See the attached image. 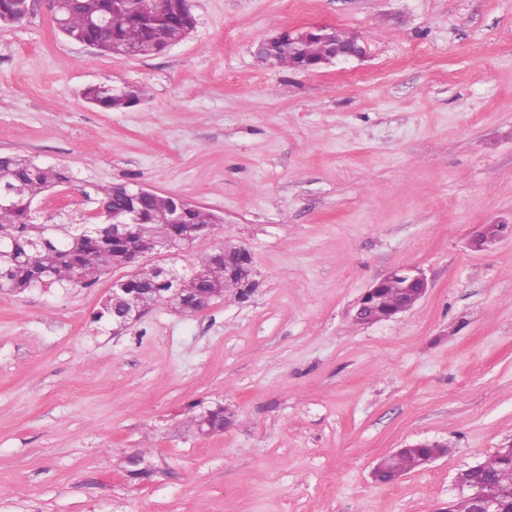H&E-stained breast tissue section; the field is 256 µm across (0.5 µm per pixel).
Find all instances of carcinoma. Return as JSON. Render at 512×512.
I'll list each match as a JSON object with an SVG mask.
<instances>
[{
	"label": "carcinoma",
	"instance_id": "1",
	"mask_svg": "<svg viewBox=\"0 0 512 512\" xmlns=\"http://www.w3.org/2000/svg\"><path fill=\"white\" fill-rule=\"evenodd\" d=\"M28 0H0V24L21 25L28 18ZM190 0H155L145 8L143 0H58L54 21L69 33L78 34L99 46V51L122 57L142 58L159 54L191 33ZM331 44L309 35L297 44L294 54L288 48L274 46L273 56L261 57L272 67H311L330 57ZM145 96L141 87H114L107 83L90 86L85 97L95 106L110 112L125 111ZM70 181L67 169L46 166L14 154L0 155V186L13 192V204L0 209V292L22 294L32 288H77L96 281L105 272L128 264L130 249L153 253L156 243L173 236L176 225L165 224L162 217L180 205L179 198L155 192L129 195L123 184L102 189L101 203L107 212L132 216L129 238L116 239L107 224H39L31 205L34 199ZM217 218L208 209L191 203L185 209L184 223L206 226ZM126 287L139 293L156 292L165 297L170 284L152 267H143ZM177 287L181 296L214 301L226 292L239 298L248 296L251 284H224V263H210L189 277H181ZM405 303V289L398 280L388 281L376 299L379 315L399 310ZM430 454L425 445H414L383 458L387 473L402 476L423 467ZM483 479L489 487L512 492V454L496 451L482 462Z\"/></svg>",
	"mask_w": 512,
	"mask_h": 512
}]
</instances>
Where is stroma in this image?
Listing matches in <instances>:
<instances>
[{
	"label": "stroma",
	"mask_w": 512,
	"mask_h": 512,
	"mask_svg": "<svg viewBox=\"0 0 512 512\" xmlns=\"http://www.w3.org/2000/svg\"><path fill=\"white\" fill-rule=\"evenodd\" d=\"M147 58L70 41L45 8L0 25V154L67 168L42 224H95L131 182L222 219L148 265L248 249L247 299L121 329L85 288L0 293V512H445L455 480L512 441V0H192ZM331 26L362 58L272 69L256 45ZM143 86L108 112L86 87ZM505 231L485 248L486 225ZM400 266L427 294L374 324L361 295ZM221 404L199 437L189 406ZM449 452L391 484L376 463ZM149 463L130 480L127 456Z\"/></svg>",
	"instance_id": "1"
}]
</instances>
